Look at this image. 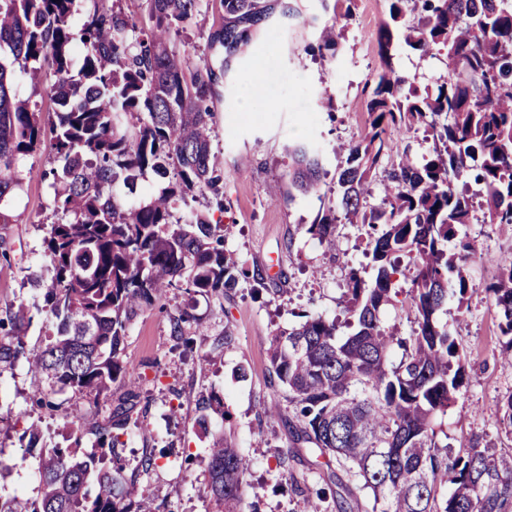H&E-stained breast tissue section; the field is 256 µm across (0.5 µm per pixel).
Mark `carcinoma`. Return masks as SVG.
Here are the masks:
<instances>
[{"instance_id": "carcinoma-1", "label": "carcinoma", "mask_w": 512, "mask_h": 512, "mask_svg": "<svg viewBox=\"0 0 512 512\" xmlns=\"http://www.w3.org/2000/svg\"><path fill=\"white\" fill-rule=\"evenodd\" d=\"M0 0V202L23 187L22 160L44 150L53 211L43 240L50 284L43 294L53 326L43 350L22 338L26 308L0 319V366L26 360L49 386L99 395L121 380L126 399L101 423L70 409L98 447H117L112 429L125 428L136 407L134 368L122 362L128 325L166 298L229 294L240 280L265 285L224 249V168L212 152L211 102L219 75L190 66L172 36L197 12L198 0ZM222 31L211 39L235 55L273 12L270 0H219ZM418 15L408 24L407 11ZM383 60L368 104L365 134L348 145L336 178V204L306 233L327 248L336 226L362 224L373 244L370 288L351 273L349 318L305 315L269 340L278 384L296 409L295 435L335 457L352 481L358 512H512V451L472 441L457 454L435 440L434 422L447 414L463 385L453 331L438 320L450 298L468 292L465 264L476 246L459 234L476 220L469 182L481 187L482 222L512 224V0H390L379 27ZM443 52L448 76L436 91L420 90L395 69L393 52ZM336 34L323 26L317 50L336 54ZM52 69L49 119L13 90L15 69L39 81ZM424 130L429 158L404 149L392 156L396 132ZM292 188H320L325 172L312 144L290 150ZM155 176L138 203L122 196L147 172ZM380 203L368 205L372 185ZM206 200L203 209L192 206ZM185 215L174 216L176 206ZM414 266L411 336L398 338L380 311L398 291L399 255ZM486 294L499 310L503 354L512 361V257ZM350 332L342 336V326ZM402 349L391 361L393 347ZM201 465L217 512H242L247 464L224 438ZM122 467L64 448L42 456L39 493L1 501L0 512H132L145 498ZM303 495V512H324L327 491Z\"/></svg>"}]
</instances>
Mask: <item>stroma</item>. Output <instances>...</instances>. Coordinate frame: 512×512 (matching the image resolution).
<instances>
[{
  "label": "stroma",
  "mask_w": 512,
  "mask_h": 512,
  "mask_svg": "<svg viewBox=\"0 0 512 512\" xmlns=\"http://www.w3.org/2000/svg\"><path fill=\"white\" fill-rule=\"evenodd\" d=\"M296 16L274 11L233 59L211 43L210 34L223 23L212 0H202L175 43L192 63L224 69L213 98V150L224 165V247L265 276L253 290L240 282L227 296L171 291L164 307L138 317L127 330L124 361L140 376L138 416L120 437L117 451L124 478L135 477L148 489L140 512H213L204 493L206 477L199 465L211 437L226 436L246 457L248 494L244 512H300L301 491L323 487L336 462L320 456L313 444L293 438L294 410L280 398V411L269 416L273 377L269 339L277 330L300 322L303 314L340 315L351 270L372 285L369 238L357 224L336 227V249L328 251L305 233L323 207L334 203L331 189L343 166L347 145L362 134L373 77L381 65L377 33L387 17L388 0H351L349 9L326 10L320 0H290ZM334 25L335 56L315 51L316 30ZM264 68L263 95L245 106L243 88L255 60ZM395 68L420 89L436 90L447 77L441 56H420L399 49ZM300 142L315 144L326 172L319 191L302 193L288 185V149ZM45 155L28 157L22 166L24 186L5 199L11 221L0 224V319L18 304L30 308L25 331L28 348L43 347L51 332L43 310L47 278L42 253L45 226L53 220ZM463 235L481 257L467 270V300L448 301L455 318L452 331L459 345L465 380L447 415L435 423L439 444L458 447L478 438L502 451L512 449V431L498 423L497 407L512 395V365L503 355L499 315L485 290L498 275L497 261L512 256V225L469 224ZM187 314L184 340L171 334L170 319ZM232 342H225V335ZM127 388L114 382L100 396L55 391L34 377L25 361L0 370V457L11 460L0 478V498L16 494L36 498L40 457L27 452L29 426H37L43 448H76L101 452L69 409L77 404L107 421ZM217 392L220 413H204L203 396ZM45 405H38V398ZM207 427H200V417ZM153 453L156 466L147 473L137 464Z\"/></svg>",
  "instance_id": "35a3bbf8"
}]
</instances>
